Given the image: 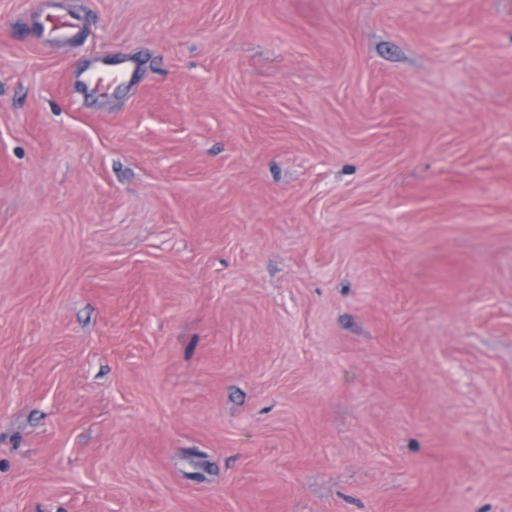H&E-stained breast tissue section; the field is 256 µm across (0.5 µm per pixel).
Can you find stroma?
Masks as SVG:
<instances>
[{"mask_svg":"<svg viewBox=\"0 0 512 512\" xmlns=\"http://www.w3.org/2000/svg\"><path fill=\"white\" fill-rule=\"evenodd\" d=\"M70 5L0 0V512H512V0ZM49 1L57 0H33L35 6L27 15V25H33L43 45L64 44L74 36L82 18L77 13L53 8Z\"/></svg>","mask_w":512,"mask_h":512,"instance_id":"stroma-1","label":"stroma"}]
</instances>
